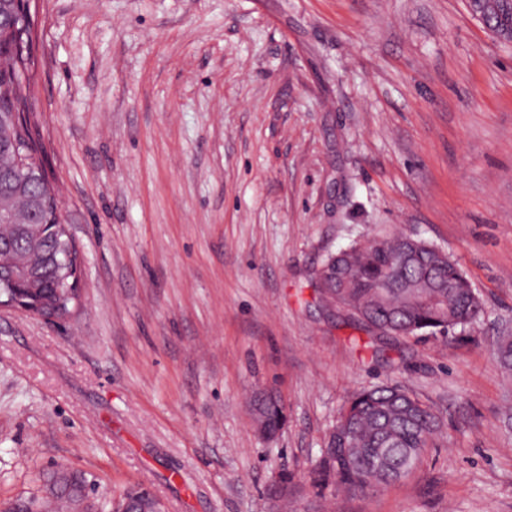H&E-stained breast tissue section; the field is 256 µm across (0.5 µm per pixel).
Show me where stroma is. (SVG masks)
Here are the masks:
<instances>
[{
    "label": "stroma",
    "mask_w": 512,
    "mask_h": 512,
    "mask_svg": "<svg viewBox=\"0 0 512 512\" xmlns=\"http://www.w3.org/2000/svg\"><path fill=\"white\" fill-rule=\"evenodd\" d=\"M35 4L30 105L83 300L0 310V512L60 467L108 510L141 484L164 512H512V44L467 0ZM395 230L458 262L478 324L373 339L319 304L330 255ZM379 383L441 436L400 482L316 491ZM261 390L287 406L271 440Z\"/></svg>",
    "instance_id": "obj_1"
}]
</instances>
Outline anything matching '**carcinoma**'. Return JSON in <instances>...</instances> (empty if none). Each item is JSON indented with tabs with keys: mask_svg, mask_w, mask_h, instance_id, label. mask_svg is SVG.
Here are the masks:
<instances>
[{
	"mask_svg": "<svg viewBox=\"0 0 512 512\" xmlns=\"http://www.w3.org/2000/svg\"><path fill=\"white\" fill-rule=\"evenodd\" d=\"M472 15L495 36L512 25V0H472ZM35 14L31 0H6L0 5V165L16 176L0 179V203L23 215L28 200L40 201L41 222L59 223L58 200L42 160L44 148L32 125L28 106L34 59ZM11 250L0 261L24 259L25 269H41V294L48 304L65 296V271L44 266L66 242L62 228L53 233H11ZM407 235H382L365 244L353 243L332 254L322 267L315 288L323 304L347 313V321L374 334L381 330L396 337L447 334L470 327L483 309L477 292L458 263L436 245H421L402 259ZM500 367L512 372V336H502L495 347ZM259 413L269 432L285 420L281 400L262 394ZM439 431L432 409L396 385H377L357 392L336 419V438L321 452L312 484L331 482L351 490L388 486L410 476L424 449ZM357 453L346 461L342 449ZM85 478L70 472L50 473L44 490L51 496L26 500L35 512H69L82 498Z\"/></svg>",
	"mask_w": 512,
	"mask_h": 512,
	"instance_id": "cac0c4a2",
	"label": "carcinoma"
}]
</instances>
